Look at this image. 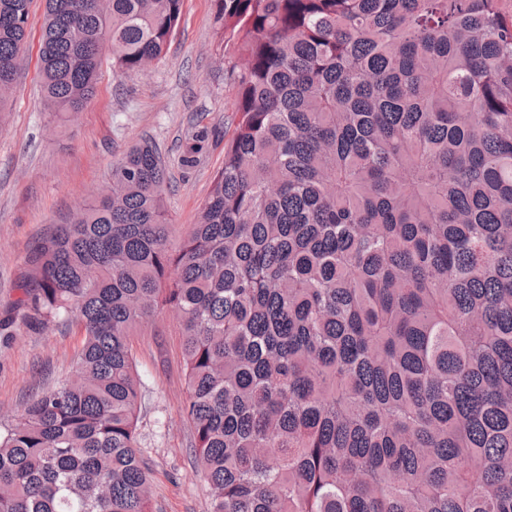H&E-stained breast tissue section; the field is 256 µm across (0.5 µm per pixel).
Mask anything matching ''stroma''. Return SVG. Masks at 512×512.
<instances>
[{"instance_id": "1", "label": "stroma", "mask_w": 512, "mask_h": 512, "mask_svg": "<svg viewBox=\"0 0 512 512\" xmlns=\"http://www.w3.org/2000/svg\"><path fill=\"white\" fill-rule=\"evenodd\" d=\"M45 0H32L26 60L8 112L0 115V430L33 396L70 378L83 336L75 318L41 324L25 288L30 258L44 235L94 201L113 162L152 142L169 170L166 206L172 236L195 224L233 130L236 95L232 52L224 44L213 0H184L166 54L144 72L102 66L96 94L78 113L41 105L39 35ZM208 140L197 163H180L188 132ZM182 336L170 314H157L132 342L141 383L139 453L149 469L151 512H209L211 490L194 465Z\"/></svg>"}]
</instances>
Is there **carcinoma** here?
<instances>
[{"label":"carcinoma","instance_id":"obj_1","mask_svg":"<svg viewBox=\"0 0 512 512\" xmlns=\"http://www.w3.org/2000/svg\"><path fill=\"white\" fill-rule=\"evenodd\" d=\"M232 136L174 242L152 144L31 258L74 374L0 434V512H149L131 336L179 320L211 512H512V0H213ZM30 0H0V111ZM183 0H46L45 108L166 53ZM206 135H189L191 166Z\"/></svg>","mask_w":512,"mask_h":512}]
</instances>
